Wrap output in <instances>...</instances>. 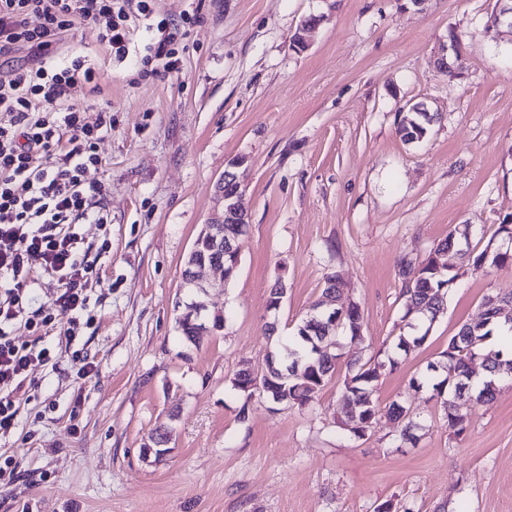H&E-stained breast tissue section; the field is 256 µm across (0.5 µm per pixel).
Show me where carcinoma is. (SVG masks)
Listing matches in <instances>:
<instances>
[{
    "label": "carcinoma",
    "instance_id": "carcinoma-1",
    "mask_svg": "<svg viewBox=\"0 0 512 512\" xmlns=\"http://www.w3.org/2000/svg\"><path fill=\"white\" fill-rule=\"evenodd\" d=\"M429 125L425 117L417 112H407L401 118L397 132L401 139L410 144L421 142ZM462 233L453 230L448 233L435 249V252L453 251L459 256L461 265L470 266L476 270L488 271L505 266V263L496 250L487 252L482 250L477 253L470 248V245H461ZM232 258L224 257L222 254L210 250L207 242L197 243V249L189 253L185 267L182 272L185 287H192L193 265L198 263H225L230 266ZM401 275L404 280L402 297L404 298L403 319H412L417 328L407 336L398 337L395 348L399 351L408 352L425 342L427 330L425 324L418 321L423 314L438 315L443 312L448 293V283L455 279L448 270H437L432 258H427L418 265L406 263L401 267ZM331 291L330 286H325L322 291V299L313 307V312L302 320L297 326L296 334L288 337L285 341L277 343L274 350L280 359L286 358L289 353L299 361V371L303 374V380L276 379L270 383L271 395L288 398V406L305 407L312 403L317 394L326 383L332 378L336 371V362L329 359L320 360L315 354L312 340H321L323 331V318L321 317V305ZM508 301L512 303V296L509 298L498 295L485 296L484 318L480 322H466L458 328L454 336L448 342V350L443 352L440 365L465 366V360L470 357H479L487 365L490 380L483 382L479 389L476 401L484 402L493 399L496 392V382L512 381V340L503 343L496 349L486 347V341L491 336L495 327L498 326L496 313L501 310V303ZM198 306L191 303L186 306V312L179 317L178 325L185 343L194 345L200 336L207 331L204 323L196 322L191 317L192 310ZM398 361L393 356H387V360H368L362 363L357 360L347 362V375L344 381V394L348 396L347 413L354 414L359 421L366 423L375 421L379 413V406L374 398L377 378V368H395ZM468 408H459L448 414V429L457 436L465 429Z\"/></svg>",
    "mask_w": 512,
    "mask_h": 512
}]
</instances>
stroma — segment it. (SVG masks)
<instances>
[{"label": "stroma", "mask_w": 512, "mask_h": 512, "mask_svg": "<svg viewBox=\"0 0 512 512\" xmlns=\"http://www.w3.org/2000/svg\"><path fill=\"white\" fill-rule=\"evenodd\" d=\"M496 0H156L130 19L128 54L107 51L94 23L64 39L56 65L83 56L100 94L72 89L112 130L86 179L103 183L108 228L79 224L98 248L90 308L75 340L62 325L16 342L50 351L16 397L17 425L0 436V512H512V383L472 404L465 430L448 429L442 398L413 387L440 361L459 326L479 320L485 296L512 292V266L460 268L426 341L394 346L403 319L402 261L420 263L450 229L471 227L483 250L512 224V27H490ZM318 23L305 49L291 37ZM180 25V69L143 75L161 23ZM462 39L456 74L433 57L449 32ZM426 103L437 121L408 144L401 107ZM248 159L240 204L249 215L241 262L225 288H182L185 259L223 202L217 184ZM364 316L361 339H342L335 376L311 405L284 408L231 388L261 371L274 341L317 302L328 275ZM287 294L267 309L276 280ZM199 301L202 320L226 316L186 346L178 319ZM396 355L374 396L367 436L340 426L349 360ZM93 371L76 373V358ZM403 405L415 443L388 413ZM246 416H239V409ZM171 428L163 461L143 446Z\"/></svg>", "instance_id": "1"}]
</instances>
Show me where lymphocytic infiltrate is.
Listing matches in <instances>:
<instances>
[{"mask_svg":"<svg viewBox=\"0 0 512 512\" xmlns=\"http://www.w3.org/2000/svg\"><path fill=\"white\" fill-rule=\"evenodd\" d=\"M152 0H0V58L18 51L28 66L0 74V435L17 416L15 396L47 349L16 344V326L37 331L63 322L76 336L88 311L94 265L76 225H107L106 188L84 180L97 164V144L112 129V109L95 125L70 98L90 86L95 71L82 58L54 65L61 36L84 22L101 26L100 39L117 57L128 50V21L150 12ZM37 26H30V17ZM40 258L61 288L49 305L32 307L26 287L29 261Z\"/></svg>","mask_w":512,"mask_h":512,"instance_id":"obj_1","label":"lymphocytic infiltrate"}]
</instances>
